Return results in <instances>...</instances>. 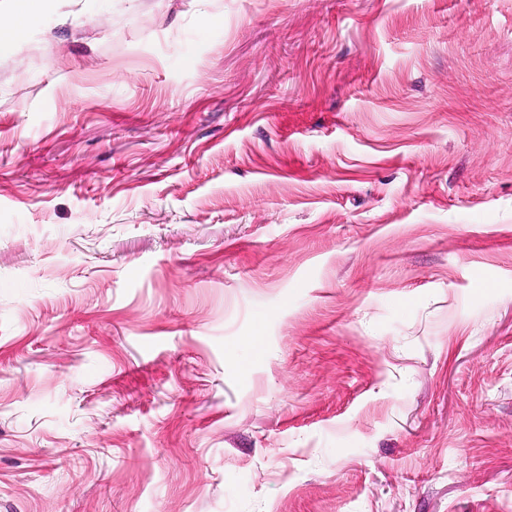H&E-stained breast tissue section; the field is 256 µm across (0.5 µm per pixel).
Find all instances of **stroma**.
<instances>
[{
	"mask_svg": "<svg viewBox=\"0 0 512 512\" xmlns=\"http://www.w3.org/2000/svg\"><path fill=\"white\" fill-rule=\"evenodd\" d=\"M0 512H512V0H43Z\"/></svg>",
	"mask_w": 512,
	"mask_h": 512,
	"instance_id": "stroma-1",
	"label": "stroma"
}]
</instances>
